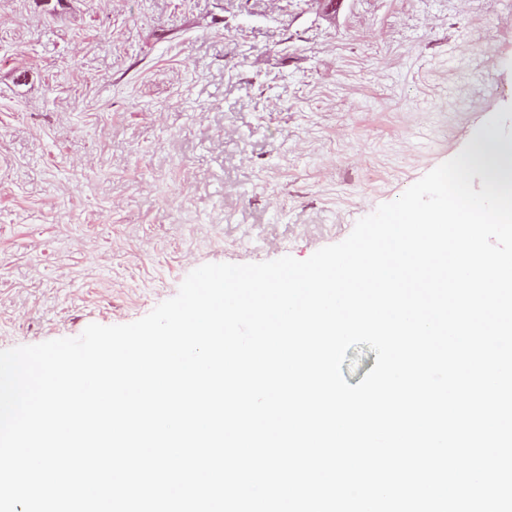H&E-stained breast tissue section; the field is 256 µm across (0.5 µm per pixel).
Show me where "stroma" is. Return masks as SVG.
I'll return each mask as SVG.
<instances>
[{
  "instance_id": "obj_1",
  "label": "stroma",
  "mask_w": 512,
  "mask_h": 512,
  "mask_svg": "<svg viewBox=\"0 0 512 512\" xmlns=\"http://www.w3.org/2000/svg\"><path fill=\"white\" fill-rule=\"evenodd\" d=\"M492 123L504 0H0V350L307 259Z\"/></svg>"
}]
</instances>
